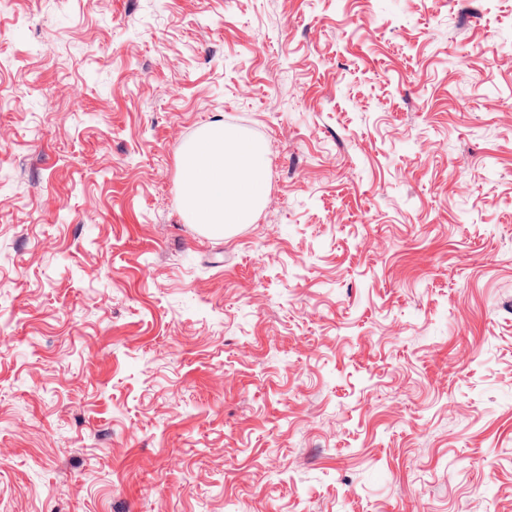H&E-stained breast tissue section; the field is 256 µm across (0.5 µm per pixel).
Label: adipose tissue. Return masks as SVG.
Instances as JSON below:
<instances>
[{
    "label": "adipose tissue",
    "instance_id": "1",
    "mask_svg": "<svg viewBox=\"0 0 512 512\" xmlns=\"http://www.w3.org/2000/svg\"><path fill=\"white\" fill-rule=\"evenodd\" d=\"M178 159L179 203L192 223L215 235L253 223L265 202L262 143L215 119L181 146Z\"/></svg>",
    "mask_w": 512,
    "mask_h": 512
}]
</instances>
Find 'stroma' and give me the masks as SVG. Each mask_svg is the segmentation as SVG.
<instances>
[{
    "label": "stroma",
    "mask_w": 512,
    "mask_h": 512,
    "mask_svg": "<svg viewBox=\"0 0 512 512\" xmlns=\"http://www.w3.org/2000/svg\"><path fill=\"white\" fill-rule=\"evenodd\" d=\"M0 512H512V0L0 11ZM181 208L206 233L227 235L263 207L267 165L262 143L214 119L178 154Z\"/></svg>",
    "instance_id": "1"
}]
</instances>
